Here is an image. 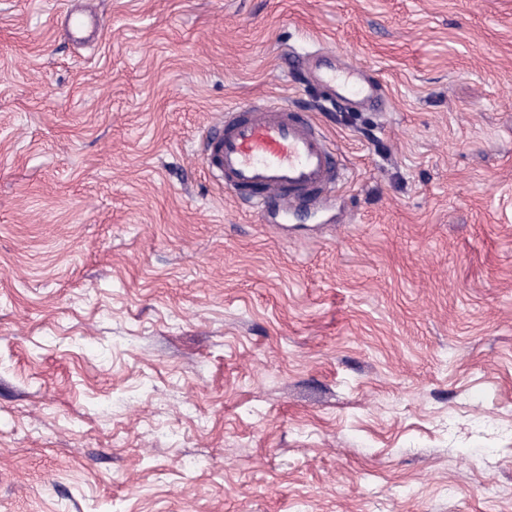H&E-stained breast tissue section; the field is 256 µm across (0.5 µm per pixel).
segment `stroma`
<instances>
[{
	"label": "stroma",
	"mask_w": 512,
	"mask_h": 512,
	"mask_svg": "<svg viewBox=\"0 0 512 512\" xmlns=\"http://www.w3.org/2000/svg\"><path fill=\"white\" fill-rule=\"evenodd\" d=\"M81 2L0 0V512H512V0ZM284 101L344 178L261 219ZM322 82L332 91V95L328 97L331 100L349 102L354 96H363L378 106L384 94L380 85L362 80L360 70L357 69H336V66H328L322 74ZM203 156L209 173L261 215L319 206L344 175L313 118L288 106L225 112L206 134Z\"/></svg>",
	"instance_id": "obj_1"
}]
</instances>
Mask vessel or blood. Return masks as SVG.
<instances>
[{
    "mask_svg": "<svg viewBox=\"0 0 512 512\" xmlns=\"http://www.w3.org/2000/svg\"><path fill=\"white\" fill-rule=\"evenodd\" d=\"M323 84L333 98L362 96L381 103L380 85L362 80L359 70L327 67ZM211 175L250 208L285 211L324 203L343 169L330 141L313 118L286 106L251 105L225 112L203 141Z\"/></svg>",
    "mask_w": 512,
    "mask_h": 512,
    "instance_id": "b4317fda",
    "label": "vessel or blood"
}]
</instances>
